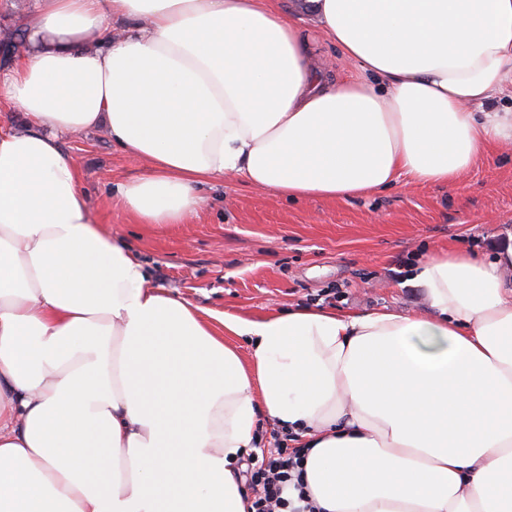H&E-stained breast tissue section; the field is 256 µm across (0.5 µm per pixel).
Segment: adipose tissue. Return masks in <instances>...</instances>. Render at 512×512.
I'll use <instances>...</instances> for the list:
<instances>
[{"label": "adipose tissue", "mask_w": 512, "mask_h": 512, "mask_svg": "<svg viewBox=\"0 0 512 512\" xmlns=\"http://www.w3.org/2000/svg\"><path fill=\"white\" fill-rule=\"evenodd\" d=\"M309 4L355 77L275 0H39L0 72V512H253L264 417L316 512H512V244L412 267L423 314L218 318L94 223L62 148L105 131L149 165L113 206L180 224L218 176L348 200L512 147V0ZM310 34L314 37L313 48L317 60L336 72L338 76H348L351 73V69L343 60L338 58L336 50L322 40L319 35L316 34V31L311 30Z\"/></svg>", "instance_id": "1"}]
</instances>
